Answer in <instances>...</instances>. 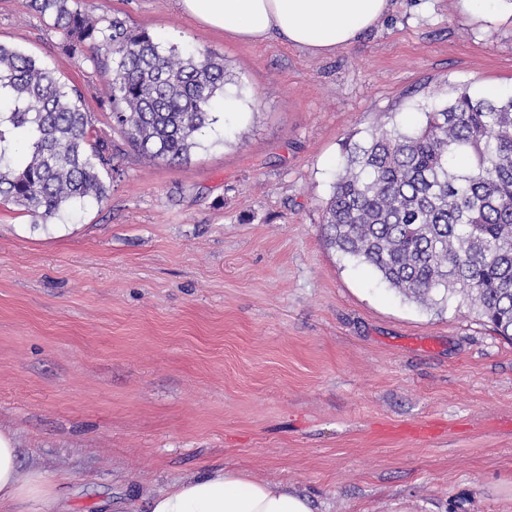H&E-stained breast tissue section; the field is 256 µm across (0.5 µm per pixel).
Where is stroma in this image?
<instances>
[{
  "instance_id": "obj_1",
  "label": "stroma",
  "mask_w": 512,
  "mask_h": 512,
  "mask_svg": "<svg viewBox=\"0 0 512 512\" xmlns=\"http://www.w3.org/2000/svg\"><path fill=\"white\" fill-rule=\"evenodd\" d=\"M222 56L227 126L188 161L131 147L107 198L50 224L0 205V428L67 512H146L214 467L285 481L314 512H512V341L467 306L419 307L327 246L347 140L408 130L460 87L512 96V13L392 0L324 55L244 43L174 0H80ZM0 44L77 86L112 140L99 64L24 0Z\"/></svg>"
}]
</instances>
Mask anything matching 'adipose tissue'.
Instances as JSON below:
<instances>
[{"label": "adipose tissue", "mask_w": 512, "mask_h": 512, "mask_svg": "<svg viewBox=\"0 0 512 512\" xmlns=\"http://www.w3.org/2000/svg\"><path fill=\"white\" fill-rule=\"evenodd\" d=\"M185 16L244 42L279 36L314 54L350 46L379 22L390 0H176ZM12 433L0 431V512H50L52 485L23 469ZM148 512H313L310 500L283 481H258L217 468L153 495Z\"/></svg>", "instance_id": "1"}]
</instances>
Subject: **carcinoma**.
<instances>
[{
	"instance_id": "cac0c4a2",
	"label": "carcinoma",
	"mask_w": 512,
	"mask_h": 512,
	"mask_svg": "<svg viewBox=\"0 0 512 512\" xmlns=\"http://www.w3.org/2000/svg\"><path fill=\"white\" fill-rule=\"evenodd\" d=\"M63 36L69 56L105 49L112 128L128 144L182 162L219 121L224 58L166 46L122 19L96 17L79 0H26ZM0 205L47 224L107 197L120 147L92 135L81 91L0 44ZM323 209L329 245L373 268L425 308L460 301L512 335V97L465 86L419 126L375 128L345 146Z\"/></svg>"
}]
</instances>
